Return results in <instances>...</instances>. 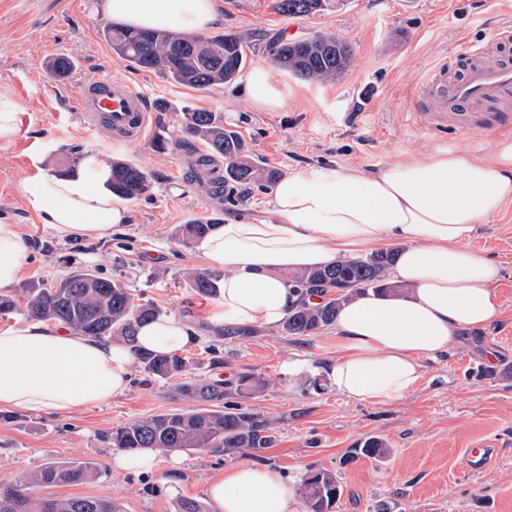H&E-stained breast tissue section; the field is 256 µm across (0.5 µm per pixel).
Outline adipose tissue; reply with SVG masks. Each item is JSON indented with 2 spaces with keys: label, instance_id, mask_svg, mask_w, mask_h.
<instances>
[{
  "label": "adipose tissue",
  "instance_id": "adipose-tissue-1",
  "mask_svg": "<svg viewBox=\"0 0 512 512\" xmlns=\"http://www.w3.org/2000/svg\"><path fill=\"white\" fill-rule=\"evenodd\" d=\"M118 25L200 34L220 24L218 0H101ZM256 106L287 103L274 67L261 66L243 88ZM109 167L91 155L71 176L37 172L19 190L27 209L61 240L100 239L127 223L128 209L106 186ZM512 202V143L472 154L410 153L372 172L327 162L282 177L266 217L227 219L198 241L206 264L224 272L212 321L275 328L301 295L288 271L398 249L402 294H365L335 324L338 353L326 368L336 392L356 401L396 400L422 378V358L447 354L463 334L496 323L501 268L471 247L480 224ZM30 246L19 225L0 224V290L22 276ZM142 346L173 353L197 342L188 323L167 316L143 326ZM133 353L120 342L47 321L0 331V409L58 413L110 404L129 387ZM214 512H294V494L274 469L240 462L208 486Z\"/></svg>",
  "mask_w": 512,
  "mask_h": 512
}]
</instances>
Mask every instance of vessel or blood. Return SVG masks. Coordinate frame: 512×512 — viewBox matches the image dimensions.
<instances>
[{"label":"vessel or blood","mask_w":512,"mask_h":512,"mask_svg":"<svg viewBox=\"0 0 512 512\" xmlns=\"http://www.w3.org/2000/svg\"><path fill=\"white\" fill-rule=\"evenodd\" d=\"M485 45L463 43L457 56L470 65L461 79L449 80L447 62L434 65L413 93L419 110L432 114L437 129L454 126L470 128L469 111L479 105L498 102L512 94V62L483 63ZM74 106L95 126L111 129L115 141L127 142L151 137L155 115L145 105L143 96L130 85L102 75L92 84L81 85ZM491 448H469L463 466L471 475L480 474L494 459Z\"/></svg>","instance_id":"b4317fda"}]
</instances>
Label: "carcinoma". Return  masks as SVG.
<instances>
[{"label":"carcinoma","instance_id":"1","mask_svg":"<svg viewBox=\"0 0 512 512\" xmlns=\"http://www.w3.org/2000/svg\"><path fill=\"white\" fill-rule=\"evenodd\" d=\"M335 0H272L274 10L299 16L318 15L329 10ZM103 38L112 52L134 68L162 74L170 83L205 93L217 86L232 84L246 66V37L229 32L201 37L165 29L143 31L109 24ZM272 61L282 70L308 81H332L347 70L349 47L336 37L317 32L307 38L275 40L266 46ZM59 79L75 69L73 59L58 55L47 63ZM183 132L190 142H200L206 152L195 160L194 177L212 194L211 181L204 179L214 158L224 159V185L275 184L281 174L265 166L239 134L224 127L220 112L184 113ZM109 187L116 196L133 200L150 187L147 171L125 160L109 165ZM222 219L216 215L196 219L181 228L182 240L190 244L210 233ZM395 250H382L365 257L336 261L324 266L294 271L286 275L291 284L322 301L311 305L301 301L281 325L287 336H310L333 325L342 305L372 290L396 294L402 285L390 277ZM223 276L209 268H193L187 285L203 297H216ZM26 312L33 320L53 321L100 339H114L134 350L135 360L148 374L172 386L176 394L198 402L188 410L149 415L112 429L105 442L121 450L157 448L166 450H210L230 458L239 454L260 457L276 443L271 422L249 408L245 401L256 398L265 382L250 374L236 381L184 380L194 362L177 354H159L136 344L139 326L161 316L150 303H135V297L120 280L100 277L87 269H75L50 288H28ZM252 326L226 325L215 331L218 339L252 337ZM385 443L368 437L354 449L350 460H377L387 455ZM102 474L95 460L69 459L52 462L30 473L23 482L0 491V512H122L121 504L98 497L54 498L38 491L63 483L93 482ZM305 512H336L343 489L336 472L318 468L308 471L300 485Z\"/></svg>","mask_w":512,"mask_h":512}]
</instances>
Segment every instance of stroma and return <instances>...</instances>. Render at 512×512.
<instances>
[{"mask_svg":"<svg viewBox=\"0 0 512 512\" xmlns=\"http://www.w3.org/2000/svg\"><path fill=\"white\" fill-rule=\"evenodd\" d=\"M93 0H0V91L22 106L20 130L0 141V221L19 225L31 252L14 293L31 284L57 283L84 267L118 278L135 297L153 302L198 331L183 354L196 363L194 378L234 379L244 373L265 382L252 409L272 419L273 448L261 465L277 470L299 489L311 468L336 471L343 486L339 512H512V203L482 224L472 245L501 266L496 290L500 321L448 355L424 359L417 387L394 401L357 402L331 388L322 372L336 355L333 329L288 336L260 328L257 335L224 342L222 365L207 351L216 325L207 314L211 298L194 293L183 274L202 266L194 247L176 235L178 225L211 214L256 220L265 217L270 191L256 185L201 194L187 172L195 155L183 145L185 108L220 112L266 166L287 173L325 161L373 171L409 152L456 148L478 154L492 142H512L498 129L502 115L477 112L473 132L433 134V119L412 112L411 91L442 58H454L460 41L489 44L486 62L512 59V45L493 44L500 27L512 25V0H345L315 16L275 12L271 0H222L223 31L248 36L247 67L271 65L266 44L276 38L330 32L353 50L346 73L331 82L281 78L291 97L277 112L259 110L243 92L244 80L206 93L176 86L160 74L136 70L103 40L104 15ZM67 55L77 64L66 80L53 78L49 59ZM112 73L140 92L155 110L153 139L115 142L107 128L93 129L73 107L76 84ZM164 138L167 149L156 146ZM91 153L145 168L150 189L129 201L126 224L97 240L61 241L26 207L19 185L35 169L62 174L78 169ZM307 371H289L293 360ZM194 403L158 379L134 369L129 391L106 406L44 415L14 411L0 418V490L27 473L68 458H92L101 477L52 487L58 498L92 496L118 501L124 512H176L178 499L207 502L209 481L231 458L206 450L185 451L179 465L159 453L153 473L132 476L112 468L115 453L103 436L112 428ZM369 437L383 440L385 458L348 461ZM493 448L494 462L479 475L462 465L465 449Z\"/></svg>","mask_w":512,"mask_h":512,"instance_id":"stroma-1","label":"stroma"}]
</instances>
